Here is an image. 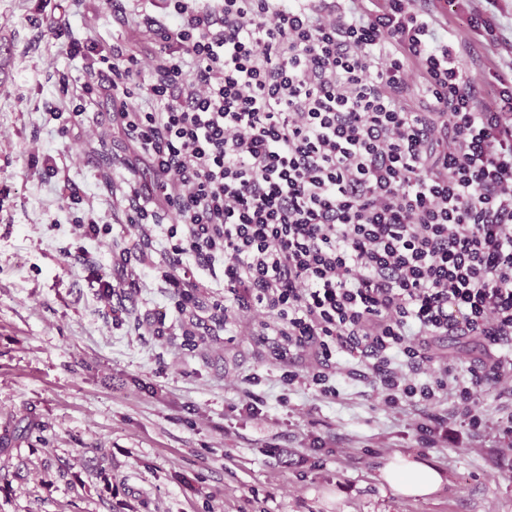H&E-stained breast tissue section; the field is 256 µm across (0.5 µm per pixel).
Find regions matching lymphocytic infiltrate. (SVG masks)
<instances>
[{
    "mask_svg": "<svg viewBox=\"0 0 512 512\" xmlns=\"http://www.w3.org/2000/svg\"><path fill=\"white\" fill-rule=\"evenodd\" d=\"M173 8L176 51L144 71L113 49L82 86L146 94L115 117L153 174L129 222L148 240L159 211L179 218L165 282L190 301L196 269H220L211 321L258 317L285 385L335 398L360 378L386 408H416L425 447L451 417L483 428L488 385L512 403L497 354L512 342V72L473 73L414 0ZM448 334L492 360L433 350Z\"/></svg>",
    "mask_w": 512,
    "mask_h": 512,
    "instance_id": "obj_1",
    "label": "lymphocytic infiltrate"
}]
</instances>
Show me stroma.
Returning <instances> with one entry per match:
<instances>
[{"label":"stroma","instance_id":"1","mask_svg":"<svg viewBox=\"0 0 512 512\" xmlns=\"http://www.w3.org/2000/svg\"><path fill=\"white\" fill-rule=\"evenodd\" d=\"M174 26L171 0H0V432L30 429L0 442V512H512V435L493 396L481 431L452 419L424 448L413 410L386 409L362 381L333 399L287 388L248 315L210 328L224 283L208 270L182 311L162 241L128 220L149 174L112 119L110 83L81 90L83 44L144 67ZM461 50L512 66L506 38L472 33ZM76 108L58 132L51 113ZM48 156L62 180L43 178ZM91 218L110 233L83 237ZM126 249L145 253L146 285L105 295L98 281L122 279ZM81 250L89 265L74 262ZM254 394L256 417L241 410ZM397 454L444 483L397 494L381 477Z\"/></svg>","mask_w":512,"mask_h":512}]
</instances>
